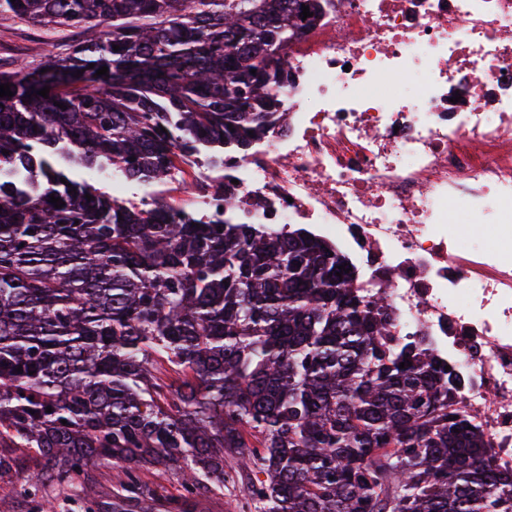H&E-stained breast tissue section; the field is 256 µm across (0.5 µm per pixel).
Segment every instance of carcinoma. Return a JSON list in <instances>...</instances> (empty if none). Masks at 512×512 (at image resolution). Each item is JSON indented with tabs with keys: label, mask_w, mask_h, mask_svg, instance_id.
Wrapping results in <instances>:
<instances>
[{
	"label": "carcinoma",
	"mask_w": 512,
	"mask_h": 512,
	"mask_svg": "<svg viewBox=\"0 0 512 512\" xmlns=\"http://www.w3.org/2000/svg\"><path fill=\"white\" fill-rule=\"evenodd\" d=\"M0 13L81 35L34 67L0 63V478L29 463L34 485L73 482L104 461L128 492L112 509L154 512L134 468L174 469L181 512L232 456L259 512H512V470L456 405L460 373L396 338L386 289L337 276L347 258L323 238L230 207L178 219L71 177L96 164L160 182L182 152L246 154L319 0Z\"/></svg>",
	"instance_id": "cac0c4a2"
}]
</instances>
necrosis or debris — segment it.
<instances>
[{
	"label": "necrosis or debris",
	"mask_w": 512,
	"mask_h": 512,
	"mask_svg": "<svg viewBox=\"0 0 512 512\" xmlns=\"http://www.w3.org/2000/svg\"><path fill=\"white\" fill-rule=\"evenodd\" d=\"M321 2L250 152L185 155L169 183L192 198L138 206L314 226L387 290L396 334L470 381L461 402L512 469V0ZM470 224L494 231L473 245Z\"/></svg>",
	"instance_id": "4bbe7bcc"
}]
</instances>
